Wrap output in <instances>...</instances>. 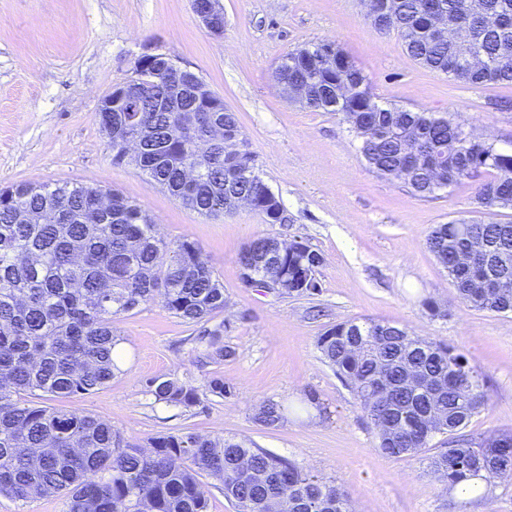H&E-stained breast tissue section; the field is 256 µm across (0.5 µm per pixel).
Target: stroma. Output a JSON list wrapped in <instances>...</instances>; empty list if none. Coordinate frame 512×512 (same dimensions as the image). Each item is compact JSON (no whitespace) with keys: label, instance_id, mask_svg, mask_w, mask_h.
I'll return each mask as SVG.
<instances>
[{"label":"stroma","instance_id":"stroma-1","mask_svg":"<svg viewBox=\"0 0 512 512\" xmlns=\"http://www.w3.org/2000/svg\"><path fill=\"white\" fill-rule=\"evenodd\" d=\"M224 35L199 21L192 0H0V187L20 182L80 183L118 191L159 224L169 242L194 241L224 286V326L233 354L208 359L199 329L154 302L117 315L124 361L91 394L54 397L49 406L111 423L148 445L162 434L246 440L296 461L336 484L353 512H512V480L466 500L444 489L430 468L441 450L391 457L351 390L322 358L321 334L346 320L373 319L454 346L481 375L485 404L466 431L512 430V315L462 303L430 251L434 225L472 216L477 180L415 195L370 169L339 115L289 101L273 75L292 49L336 43L384 105L454 115L498 149L512 150V86H467L405 52L396 31L376 27L363 0H221ZM145 53H164L192 71L235 112L258 170L288 221L268 224L249 208L207 218L131 163L113 164L98 108L129 80ZM299 240L323 256L318 295H276L245 287L237 257L257 236ZM436 302L443 316H431ZM196 386L191 410L155 402L150 379ZM222 378L226 398L208 385ZM286 419L266 427L260 405Z\"/></svg>","mask_w":512,"mask_h":512}]
</instances>
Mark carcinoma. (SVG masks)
<instances>
[{"instance_id":"carcinoma-1","label":"carcinoma","mask_w":512,"mask_h":512,"mask_svg":"<svg viewBox=\"0 0 512 512\" xmlns=\"http://www.w3.org/2000/svg\"><path fill=\"white\" fill-rule=\"evenodd\" d=\"M436 1L452 20L442 33L428 24ZM378 27L388 18L407 54L423 66L472 85L512 86V0H376ZM280 92L304 87L303 106L342 116L368 166L421 197L471 179L485 211L512 210V152L476 138L466 125L432 112L383 106L366 77L333 42L285 55L276 68ZM103 126L112 163L125 162L124 144L138 136L132 162L152 184L207 217L230 213L248 197L267 224L278 222L280 199L259 174L256 156L234 112L219 97L199 123L191 112L205 95L185 92L170 112L164 76L144 88L130 79ZM494 253L489 270L512 280V220L458 219L435 226L427 243L467 306L512 313V289L475 297L483 274L458 255L472 243ZM322 255L293 240L288 295L320 292ZM161 301L175 317L205 324L224 309V287L200 247L165 241L137 204L98 187L19 183L0 188V495L18 501L58 494L66 512H207V485L237 512H352L340 488L295 462L244 441L164 434L149 447L130 444L112 424L83 412L38 402L45 396L89 394L120 372L122 339L112 318ZM224 324L203 330L207 355H233ZM317 347L354 393L378 431V448L392 457L425 452L437 436L448 448L431 462L438 481L454 489L474 480L488 486L512 471V432L490 438L461 433L485 403L478 373L454 347L375 320L345 321L318 338ZM155 401L185 410L201 403L188 381L153 378ZM276 404L257 420L280 422Z\"/></svg>"}]
</instances>
